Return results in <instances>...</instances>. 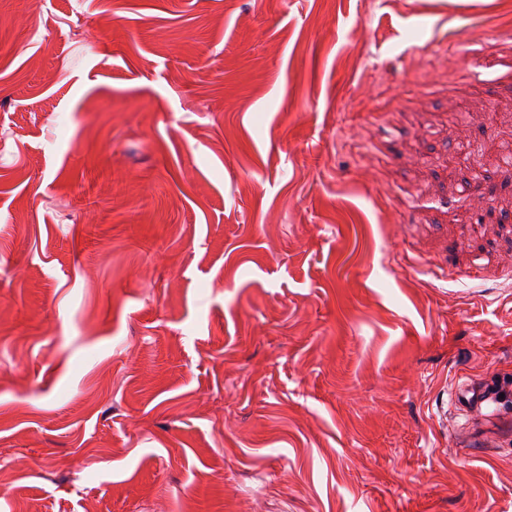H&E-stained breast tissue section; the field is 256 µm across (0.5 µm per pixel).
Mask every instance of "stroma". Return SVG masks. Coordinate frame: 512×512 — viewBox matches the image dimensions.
Wrapping results in <instances>:
<instances>
[{
  "label": "stroma",
  "mask_w": 512,
  "mask_h": 512,
  "mask_svg": "<svg viewBox=\"0 0 512 512\" xmlns=\"http://www.w3.org/2000/svg\"><path fill=\"white\" fill-rule=\"evenodd\" d=\"M511 144L512 0H0V512H512Z\"/></svg>",
  "instance_id": "stroma-1"
}]
</instances>
